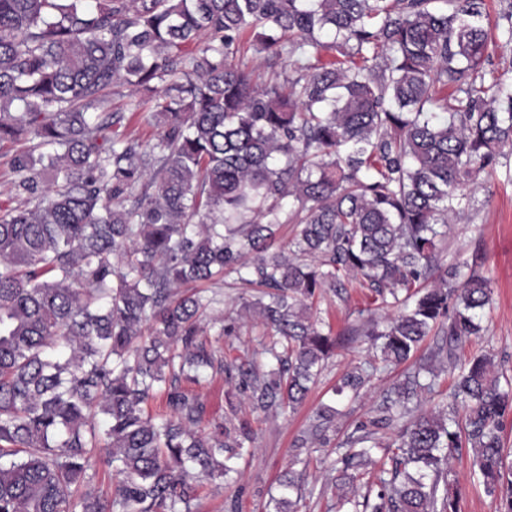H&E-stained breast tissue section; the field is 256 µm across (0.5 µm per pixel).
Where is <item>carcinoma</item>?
I'll use <instances>...</instances> for the list:
<instances>
[{
    "instance_id": "obj_1",
    "label": "carcinoma",
    "mask_w": 512,
    "mask_h": 512,
    "mask_svg": "<svg viewBox=\"0 0 512 512\" xmlns=\"http://www.w3.org/2000/svg\"><path fill=\"white\" fill-rule=\"evenodd\" d=\"M487 19L485 0H0V143H30L11 159L21 203L0 207V512H194L253 442L245 423L204 426L187 388L231 370L201 327L218 299L191 285L232 275L275 336L238 367L256 409L304 402L336 348L312 305L350 280L399 309L381 330L368 314L383 360L442 336L428 360L457 371L448 409H422L439 373L414 366L340 444L338 487L379 468L374 496L345 502L460 512L448 460L466 454L512 512V379L460 358L490 280L437 252L449 218L476 213L480 175L512 179V82L487 68ZM246 43L290 66L283 83H254ZM119 86L155 142L113 131ZM336 414L316 410L320 443ZM101 448L118 481L81 493ZM302 497L285 472L273 512Z\"/></svg>"
}]
</instances>
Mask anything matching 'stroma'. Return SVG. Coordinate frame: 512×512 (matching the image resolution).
I'll use <instances>...</instances> for the list:
<instances>
[{"instance_id":"obj_1","label":"stroma","mask_w":512,"mask_h":512,"mask_svg":"<svg viewBox=\"0 0 512 512\" xmlns=\"http://www.w3.org/2000/svg\"><path fill=\"white\" fill-rule=\"evenodd\" d=\"M130 102L129 92L124 88L112 97L113 111L125 115L116 127L117 132L155 141L157 127L147 113H131ZM476 206V215L453 221L447 239L439 245L440 257L447 264L477 262L479 273L490 279L492 304L482 316L485 333L473 339L466 351L492 353L502 359L503 370L512 374V181L501 175L488 180L486 188L476 193ZM243 291L240 285L220 288V305L203 321L213 344L222 349L225 363L235 367L243 365L258 350L265 332L256 317L243 312L239 315L238 335H222V314L225 308L236 304ZM371 305V293L355 285L349 286L344 294H330L321 300L318 310L329 318L340 340L320 381L295 411L254 410L238 393L237 378L226 374L202 389L207 421L230 419L237 424L247 423L255 440L237 461V480L206 485L196 512H266L279 478L290 469L303 472L306 479L300 512H346L340 492L331 481V468L339 456L337 447L360 422L372 416L387 391L406 372V365L379 366L357 398L342 399L327 445L304 448L296 455L291 448L293 441L308 431L315 409L329 399L340 379L355 368L371 364L370 341L357 331L361 324L359 310ZM449 476L460 486V512H498V500L488 496L473 479L468 457L453 458Z\"/></svg>"}]
</instances>
